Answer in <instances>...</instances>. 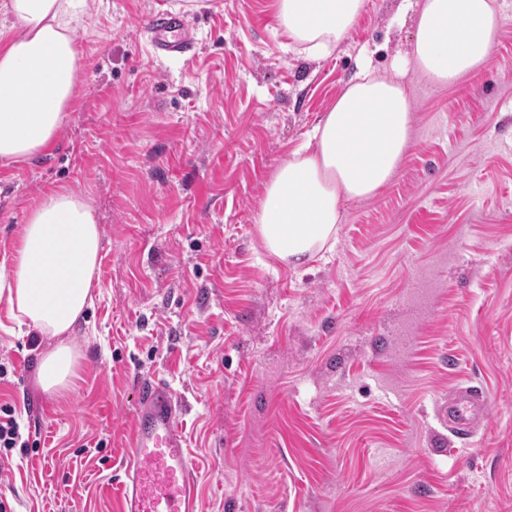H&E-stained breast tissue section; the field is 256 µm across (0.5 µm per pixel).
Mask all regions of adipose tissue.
Instances as JSON below:
<instances>
[{
  "instance_id": "1",
  "label": "adipose tissue",
  "mask_w": 512,
  "mask_h": 512,
  "mask_svg": "<svg viewBox=\"0 0 512 512\" xmlns=\"http://www.w3.org/2000/svg\"><path fill=\"white\" fill-rule=\"evenodd\" d=\"M300 51L324 55L359 18L364 0H275ZM87 0H0L14 34L0 39V162L27 161L56 138L75 105L83 75L73 34ZM507 20L494 0H423L411 63L430 82L449 85L490 67ZM410 100L401 81L358 74L267 183L258 230L266 249L295 264L335 238L344 199H369L406 154ZM101 233L87 195L59 190L28 209L10 270L0 269V302L20 327L48 337L39 354L43 391L66 388L78 353L76 327L92 304Z\"/></svg>"
}]
</instances>
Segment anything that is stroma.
Listing matches in <instances>:
<instances>
[{
	"mask_svg": "<svg viewBox=\"0 0 512 512\" xmlns=\"http://www.w3.org/2000/svg\"><path fill=\"white\" fill-rule=\"evenodd\" d=\"M365 0L324 57L292 50L274 0H88L79 97L43 155L0 165V264L32 200L87 193L102 236L66 390L47 341L0 303L7 512H119L138 388L165 380L200 512H512V17L495 62L404 78L412 142L375 197L344 200L301 266L265 249L264 189L356 75L411 59L415 13ZM179 10L195 48L154 55L141 18ZM486 396L467 440L439 413Z\"/></svg>",
	"mask_w": 512,
	"mask_h": 512,
	"instance_id": "35a3bbf8",
	"label": "stroma"
}]
</instances>
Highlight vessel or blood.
<instances>
[{
    "label": "vessel or blood",
    "instance_id": "vessel-or-blood-1",
    "mask_svg": "<svg viewBox=\"0 0 512 512\" xmlns=\"http://www.w3.org/2000/svg\"><path fill=\"white\" fill-rule=\"evenodd\" d=\"M143 26L162 54L182 55L193 46L177 12L158 11ZM181 411L179 399L165 383L141 384L123 475L112 485L120 512H198L195 475L180 428ZM487 412L482 392L464 387L449 400L444 415L449 428L464 436Z\"/></svg>",
    "mask_w": 512,
    "mask_h": 512
}]
</instances>
